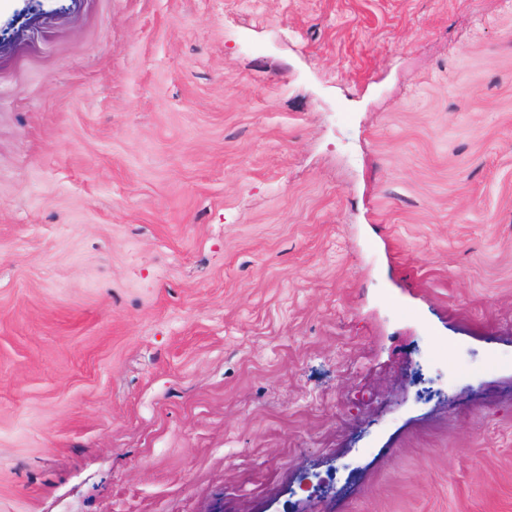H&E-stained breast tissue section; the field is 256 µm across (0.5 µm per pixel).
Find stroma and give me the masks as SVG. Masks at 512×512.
Returning <instances> with one entry per match:
<instances>
[{
  "label": "stroma",
  "mask_w": 512,
  "mask_h": 512,
  "mask_svg": "<svg viewBox=\"0 0 512 512\" xmlns=\"http://www.w3.org/2000/svg\"><path fill=\"white\" fill-rule=\"evenodd\" d=\"M0 512H512V13L0 7Z\"/></svg>",
  "instance_id": "35a3bbf8"
}]
</instances>
